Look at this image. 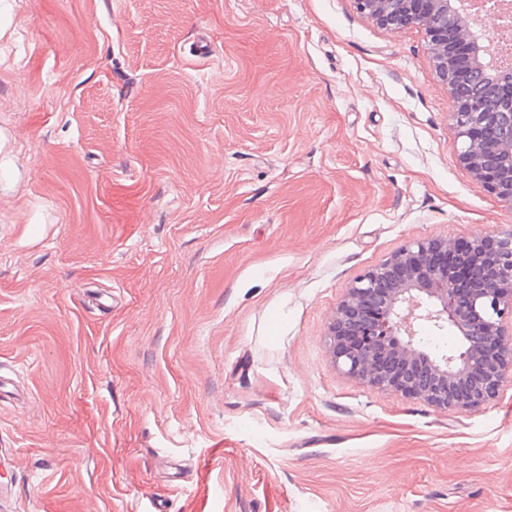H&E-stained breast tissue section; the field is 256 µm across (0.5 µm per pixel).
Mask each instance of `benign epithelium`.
Wrapping results in <instances>:
<instances>
[{
    "label": "benign epithelium",
    "instance_id": "benign-epithelium-1",
    "mask_svg": "<svg viewBox=\"0 0 512 512\" xmlns=\"http://www.w3.org/2000/svg\"><path fill=\"white\" fill-rule=\"evenodd\" d=\"M383 29L424 31L448 91L452 149L470 176L512 210V39L481 42L482 0H354ZM496 85L463 95L461 60ZM458 333L457 348L427 351L419 327ZM334 365L382 391L448 412L472 411L512 383V229L468 240L414 239L360 275L329 321Z\"/></svg>",
    "mask_w": 512,
    "mask_h": 512
}]
</instances>
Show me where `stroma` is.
Instances as JSON below:
<instances>
[{"label": "stroma", "instance_id": "1", "mask_svg": "<svg viewBox=\"0 0 512 512\" xmlns=\"http://www.w3.org/2000/svg\"><path fill=\"white\" fill-rule=\"evenodd\" d=\"M423 30L353 0H0V512H512V385L333 365L349 284L512 228Z\"/></svg>", "mask_w": 512, "mask_h": 512}]
</instances>
